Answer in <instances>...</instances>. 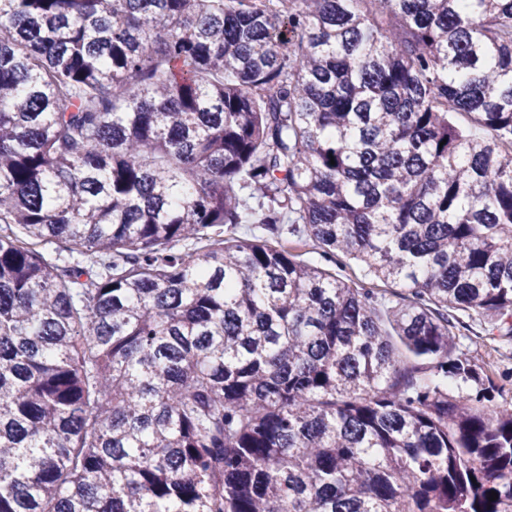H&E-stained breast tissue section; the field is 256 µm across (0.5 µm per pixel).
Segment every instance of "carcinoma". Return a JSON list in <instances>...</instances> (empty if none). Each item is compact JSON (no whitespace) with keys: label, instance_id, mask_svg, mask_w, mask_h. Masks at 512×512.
<instances>
[{"label":"carcinoma","instance_id":"cac0c4a2","mask_svg":"<svg viewBox=\"0 0 512 512\" xmlns=\"http://www.w3.org/2000/svg\"><path fill=\"white\" fill-rule=\"evenodd\" d=\"M453 310L512 337V0H0V512H512ZM242 224H236L232 229V234L236 238L253 239L263 238L269 242L276 244L280 241V237L276 232H273L261 224H252V220L248 210H243ZM287 236L282 235V238ZM288 246L294 247L293 252L298 258L306 263L321 267L337 278L348 282L352 286H363L371 288L379 298L395 301L398 296L408 295L407 291L401 290L400 286H395L374 277L367 266L349 258H342L341 263L333 264L322 257L320 248L314 246L311 241L298 242L296 237L288 235Z\"/></svg>","mask_w":512,"mask_h":512}]
</instances>
